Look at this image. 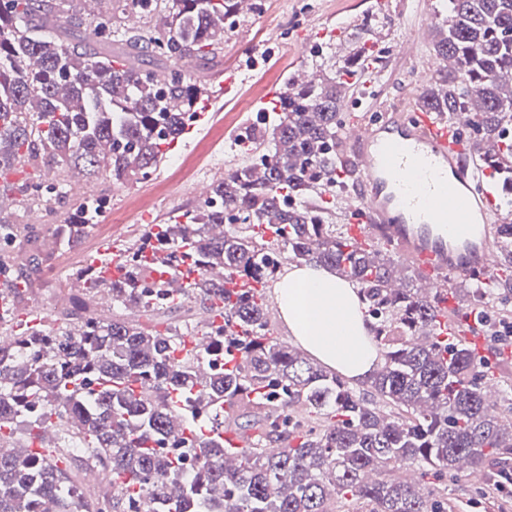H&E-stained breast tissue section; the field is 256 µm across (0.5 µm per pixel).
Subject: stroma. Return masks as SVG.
Masks as SVG:
<instances>
[{
    "label": "stroma",
    "instance_id": "stroma-1",
    "mask_svg": "<svg viewBox=\"0 0 512 512\" xmlns=\"http://www.w3.org/2000/svg\"><path fill=\"white\" fill-rule=\"evenodd\" d=\"M434 8L435 0H262L260 12L240 14L224 40L221 65L201 62L195 69L196 76L210 78L215 93L198 104V116L188 121L185 134L148 179L126 184L118 193L111 183L98 185L109 199L102 223L83 240L53 252L29 308L57 313V299H72L67 283L87 258L111 245L132 244L147 223L194 208L201 200L198 185L215 184L238 162L236 138L273 103L286 75L311 70L313 49L324 48L331 61L343 63L357 56L364 30L372 29L379 63L357 79L353 97L363 106L353 110L352 119L369 120L368 103L382 114L418 102L424 89L410 68L432 57L433 50L431 36L418 41L414 33ZM256 81L265 82L266 90L254 99L250 86ZM115 214L125 217L118 231L109 225ZM497 474L488 467L482 479L462 476L450 483L448 512H512L511 493L490 491Z\"/></svg>",
    "mask_w": 512,
    "mask_h": 512
}]
</instances>
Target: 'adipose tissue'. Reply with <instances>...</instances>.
<instances>
[{
  "instance_id": "obj_1",
  "label": "adipose tissue",
  "mask_w": 512,
  "mask_h": 512,
  "mask_svg": "<svg viewBox=\"0 0 512 512\" xmlns=\"http://www.w3.org/2000/svg\"><path fill=\"white\" fill-rule=\"evenodd\" d=\"M290 336L325 366L366 380L381 357L357 289L322 267H292L275 288Z\"/></svg>"
}]
</instances>
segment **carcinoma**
I'll list each match as a JSON object with an SVG mask.
<instances>
[{
	"mask_svg": "<svg viewBox=\"0 0 512 512\" xmlns=\"http://www.w3.org/2000/svg\"><path fill=\"white\" fill-rule=\"evenodd\" d=\"M258 0H0V171L40 175L12 187L52 219L16 224L0 206V512H447L448 480L512 460V407L489 413L490 354L452 333L478 308L512 300V219L494 226L503 264L441 307L391 288L388 243L344 224L353 176L338 91L352 68L288 78L249 126L239 162L205 202L151 226L119 274L76 272L72 308L47 320L24 296L48 252L91 234L107 197L72 201L64 183L138 182L163 162L185 116L208 96L183 56L222 57L226 23ZM439 60L424 106L464 117L479 170L512 190V0H439ZM75 212L57 223L59 210ZM199 279L179 296L162 274ZM336 270L359 288L382 356L370 390L276 336L267 289L286 265ZM111 303L100 302L102 294ZM219 310L224 324L203 325ZM66 358L60 357L61 350ZM232 432L244 446L224 441ZM189 443L196 470L182 453ZM84 467L111 479L88 500Z\"/></svg>",
	"mask_w": 512,
	"mask_h": 512,
	"instance_id": "obj_1",
	"label": "carcinoma"
}]
</instances>
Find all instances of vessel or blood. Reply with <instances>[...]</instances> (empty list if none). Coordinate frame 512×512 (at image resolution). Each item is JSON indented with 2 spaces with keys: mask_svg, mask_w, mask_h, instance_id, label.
I'll return each instance as SVG.
<instances>
[{
  "mask_svg": "<svg viewBox=\"0 0 512 512\" xmlns=\"http://www.w3.org/2000/svg\"><path fill=\"white\" fill-rule=\"evenodd\" d=\"M459 130L420 106L344 130L363 196L352 204L351 236L396 242L435 295L448 274L481 279L496 265L497 200Z\"/></svg>",
  "mask_w": 512,
  "mask_h": 512,
  "instance_id": "vessel-or-blood-1",
  "label": "vessel or blood"
}]
</instances>
